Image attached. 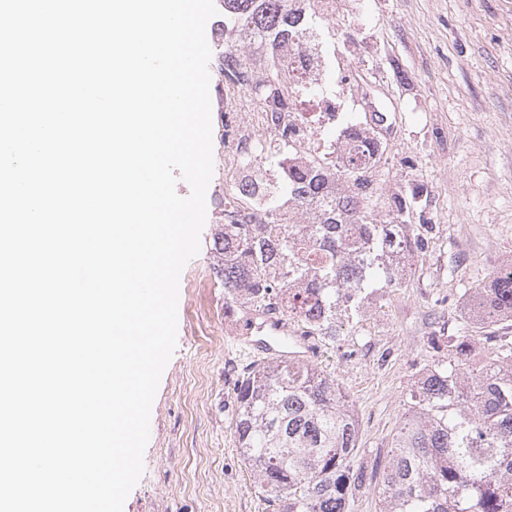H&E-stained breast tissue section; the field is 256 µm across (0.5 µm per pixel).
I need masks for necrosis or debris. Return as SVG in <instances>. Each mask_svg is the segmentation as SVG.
Segmentation results:
<instances>
[{"mask_svg": "<svg viewBox=\"0 0 512 512\" xmlns=\"http://www.w3.org/2000/svg\"><path fill=\"white\" fill-rule=\"evenodd\" d=\"M295 7L311 12L320 36L310 48L283 49L264 41L251 44L250 67L264 71L276 66L288 79V123L280 125L275 112L233 115V134L225 147V170L235 187L245 186L254 176L247 164L258 135L276 139L289 128L293 155L300 160L316 158L329 169L339 168L352 132L389 143L396 128V115L375 93L373 83L352 78L349 58L368 60L364 45L337 50L334 36L327 34L331 21L356 18L358 0H293Z\"/></svg>", "mask_w": 512, "mask_h": 512, "instance_id": "necrosis-or-debris-1", "label": "necrosis or debris"}]
</instances>
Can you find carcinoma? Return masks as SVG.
<instances>
[{
	"label": "carcinoma",
	"instance_id": "1",
	"mask_svg": "<svg viewBox=\"0 0 512 512\" xmlns=\"http://www.w3.org/2000/svg\"><path fill=\"white\" fill-rule=\"evenodd\" d=\"M224 24L242 22L281 43H302L311 18L289 0H223ZM242 49L218 55L219 82L245 86L259 111L280 97L279 71L252 76ZM288 128L279 148L261 147L267 166L288 153ZM375 150L355 145L336 176L362 195L349 209L327 198L322 164L310 160L289 173L274 195L263 188L235 195L239 209L221 211L214 225V272L232 302L246 288L253 310L276 311L301 323L305 336L336 335V316L356 318L372 288H399L393 256L425 249L413 219L428 206L418 176L390 196L364 192ZM288 197L320 204L321 222L308 228L274 223L273 207ZM262 207L263 220L242 210ZM486 323L512 319V269L477 288ZM492 352L473 371L471 338L448 337V359L428 364L406 393L408 415L382 467L380 512H512V342L487 336ZM233 431L243 461L257 472L273 512H348L366 482L359 455L358 420L342 386L316 376L290 357L250 366L238 380Z\"/></svg>",
	"mask_w": 512,
	"mask_h": 512
}]
</instances>
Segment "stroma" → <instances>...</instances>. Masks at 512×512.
<instances>
[{
    "label": "stroma",
    "mask_w": 512,
    "mask_h": 512,
    "mask_svg": "<svg viewBox=\"0 0 512 512\" xmlns=\"http://www.w3.org/2000/svg\"><path fill=\"white\" fill-rule=\"evenodd\" d=\"M359 35L382 67L378 93L399 113L393 179L415 171L430 194L403 287L376 293L334 337L288 343L341 383L359 424L362 464L385 458L424 366L448 356L471 325L465 291L512 262V0H361ZM223 149L213 151L200 250L179 280L177 347L151 409L144 473L123 512H269L234 442V389L267 353L224 329V287L212 269L224 207Z\"/></svg>",
    "instance_id": "1"
}]
</instances>
